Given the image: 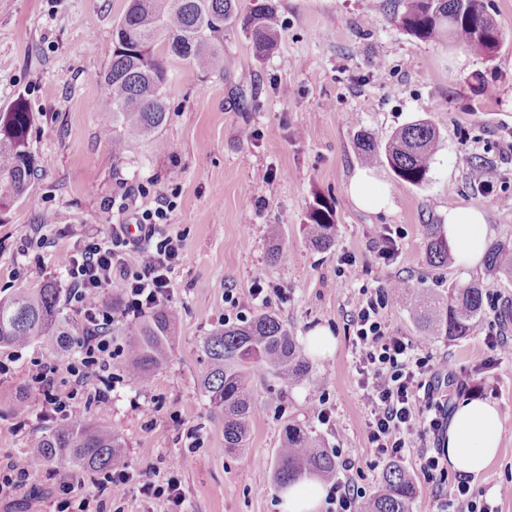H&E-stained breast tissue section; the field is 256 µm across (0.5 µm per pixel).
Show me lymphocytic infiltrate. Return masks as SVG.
<instances>
[{
    "label": "lymphocytic infiltrate",
    "mask_w": 512,
    "mask_h": 512,
    "mask_svg": "<svg viewBox=\"0 0 512 512\" xmlns=\"http://www.w3.org/2000/svg\"><path fill=\"white\" fill-rule=\"evenodd\" d=\"M174 204L168 194L155 198L154 207L134 212L133 223L144 232L140 240L128 236L127 222L110 225L107 232L86 238L61 258L67 281V301L83 319L84 333L71 358L39 359L28 370V394L40 416L71 418L72 405L55 388L67 375L74 390H83L92 379L112 381V323L116 316L139 317L169 298L170 276L182 251L180 236L165 232ZM136 253L133 270L125 275V300L113 313L103 295L112 284L115 262ZM387 287L381 286L359 303L351 316V346L357 356L359 384L366 396L369 415L368 442L377 459L403 458L414 440L443 435L448 430V400L443 380L428 358L417 356L415 345L389 333L382 312L391 305ZM420 469L431 486L436 512H497L480 499L469 481L448 479L445 449L421 450ZM60 496L56 512H101L102 496L109 487L125 485L134 475L127 464L113 465L103 477H90L88 490H80L75 476L56 473ZM452 483V497H445V483Z\"/></svg>",
    "instance_id": "1"
}]
</instances>
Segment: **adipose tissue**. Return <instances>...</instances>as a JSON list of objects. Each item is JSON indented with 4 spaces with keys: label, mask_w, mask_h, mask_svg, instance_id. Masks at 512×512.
I'll list each match as a JSON object with an SVG mask.
<instances>
[{
    "label": "adipose tissue",
    "mask_w": 512,
    "mask_h": 512,
    "mask_svg": "<svg viewBox=\"0 0 512 512\" xmlns=\"http://www.w3.org/2000/svg\"><path fill=\"white\" fill-rule=\"evenodd\" d=\"M448 240L457 262L466 267L477 265L487 248L486 224L476 209H452L448 212ZM501 434V418L489 401H461L448 425L445 450L451 468L461 476L483 472L496 457Z\"/></svg>",
    "instance_id": "adipose-tissue-1"
}]
</instances>
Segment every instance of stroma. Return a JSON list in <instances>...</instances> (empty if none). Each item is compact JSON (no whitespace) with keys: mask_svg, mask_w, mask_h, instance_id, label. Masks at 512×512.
Masks as SVG:
<instances>
[{"mask_svg":"<svg viewBox=\"0 0 512 512\" xmlns=\"http://www.w3.org/2000/svg\"><path fill=\"white\" fill-rule=\"evenodd\" d=\"M282 28L273 52L254 55L241 29L224 33V58L201 73L172 57L166 86L170 112L158 141L133 142L123 154L101 130L97 102L112 58V28L126 0H0V111L24 99L34 114L29 141L37 172L28 193L0 212V300L54 280L64 282L63 254L118 221L114 201L146 185L137 208L171 192L169 231L183 239L168 304L180 313L170 362L145 384L132 381L122 349L133 318L112 324V390L101 400L74 401L128 443L130 471L154 478L175 472L184 512H278L272 485L287 424L315 432L334 455L351 459L350 481L370 496L385 468L366 433L368 408L358 385L350 317L364 289L391 281L441 293L480 283L490 307L470 336L423 341L409 311L390 306V332L446 367L449 406L464 399L496 403L502 416L496 459L472 478L476 491L512 512V362L485 345L490 330L512 341V278L487 282L485 266H438L427 254L425 227L445 226L454 208L485 218L489 244L512 245V163L499 150L512 141V0H483L501 41L493 56L444 42L419 40L394 18L406 0H274ZM485 81L489 93L479 92ZM422 118L439 134L427 182L399 184L387 164L364 167L357 138L388 139ZM498 168L494 196L482 189L487 166ZM272 177L258 181V170ZM368 171L392 204L369 213L347 190ZM327 201L335 244L320 252L303 226L316 199ZM400 233L390 261L378 257L374 230ZM284 252L270 260L272 249ZM355 265H346L347 257ZM268 290L251 300L255 284ZM244 302L242 318L276 314L295 340L318 327L337 341L328 357H310V382L289 387L266 372L250 382L260 405L248 446L224 448V417L203 396L207 360L200 343L224 322V291ZM39 345L22 352L0 377V461L23 456L56 426L32 417L18 433L17 395L28 386L30 361L47 358Z\"/></svg>","mask_w":512,"mask_h":512,"instance_id":"35a3bbf8","label":"stroma"}]
</instances>
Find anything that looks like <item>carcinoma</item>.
I'll list each match as a JSON object with an SVG mask.
<instances>
[{
  "mask_svg": "<svg viewBox=\"0 0 512 512\" xmlns=\"http://www.w3.org/2000/svg\"><path fill=\"white\" fill-rule=\"evenodd\" d=\"M398 24L422 40L474 49L490 56L501 33L483 6V0H408ZM240 27L251 38L254 54L262 58L276 46L279 16L272 0L246 13L237 0H129L112 31V60L102 83L100 104L106 117L103 132L112 136V150L123 153L132 139L156 137L167 121L164 87L168 82L167 57L186 61L201 72L212 70L224 55V29ZM34 120L24 99L0 112V212L24 195L36 171L29 147ZM439 135L425 119L414 120L392 134L384 145L366 134L360 142L366 163L384 161L397 181L421 185L428 179ZM306 235L317 249L335 242L333 210L317 200L308 213ZM429 259L445 264L452 258L448 241L433 224L426 225ZM489 276H512V247L491 246ZM62 289L48 282L0 300V347L26 346L41 341L56 350L78 344L82 329L61 306ZM393 298L405 304L422 336L455 340L469 335L484 308L483 288L454 286L441 296L428 288L393 283ZM176 310L162 306L139 318L131 330L125 364L138 383L149 381L169 359L175 345ZM208 370L200 388L216 411L224 414V449L247 447L259 404L248 378L260 369L289 386L310 380L309 364L294 337L273 313L263 312L241 324H224L202 341ZM125 441L89 419L67 420L45 435L29 455L47 470L63 466L72 472L108 470L123 458ZM336 473L334 455L320 438L300 424L286 426L277 452L273 484L285 489L305 480ZM417 494L411 474L399 463L388 465L364 505V512H413Z\"/></svg>",
  "mask_w": 512,
  "mask_h": 512,
  "instance_id": "1",
  "label": "carcinoma"
}]
</instances>
